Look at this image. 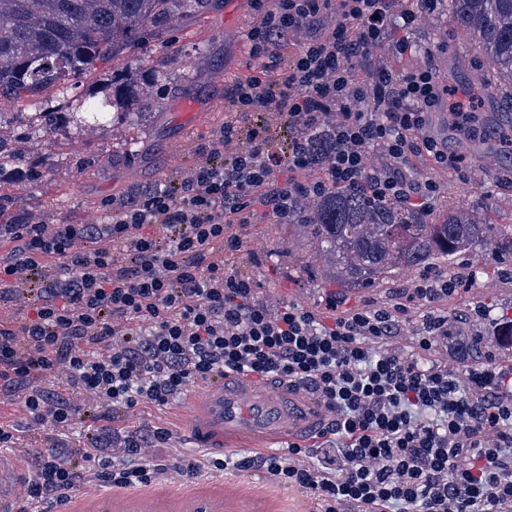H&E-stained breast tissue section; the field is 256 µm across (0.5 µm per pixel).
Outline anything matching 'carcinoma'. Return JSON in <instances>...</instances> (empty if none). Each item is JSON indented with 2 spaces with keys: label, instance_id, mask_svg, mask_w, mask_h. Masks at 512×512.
<instances>
[{
  "label": "carcinoma",
  "instance_id": "obj_1",
  "mask_svg": "<svg viewBox=\"0 0 512 512\" xmlns=\"http://www.w3.org/2000/svg\"><path fill=\"white\" fill-rule=\"evenodd\" d=\"M209 0H0V97L31 101L51 88L94 70L164 33L187 11H203ZM459 29L471 39L483 68L467 91L472 103L498 92L512 101V0H448ZM159 99L149 86H113L112 105L140 117ZM93 97L75 112H41L49 128L68 120L105 117ZM500 153L512 150V119L493 126L488 137ZM316 164L329 151L325 130L312 133ZM315 244L327 279L348 288L372 287L399 266L453 261L482 244L512 256V226L487 224L450 207L442 222L433 214L397 202L372 199L359 189H335L303 205L290 222Z\"/></svg>",
  "mask_w": 512,
  "mask_h": 512
}]
</instances>
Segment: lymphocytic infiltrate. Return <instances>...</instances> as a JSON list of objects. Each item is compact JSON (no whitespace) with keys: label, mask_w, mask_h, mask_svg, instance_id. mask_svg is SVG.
I'll return each mask as SVG.
<instances>
[{"label":"lymphocytic infiltrate","mask_w":512,"mask_h":512,"mask_svg":"<svg viewBox=\"0 0 512 512\" xmlns=\"http://www.w3.org/2000/svg\"><path fill=\"white\" fill-rule=\"evenodd\" d=\"M393 2L272 0L248 34L256 71L225 89L230 116L180 181L109 204L103 224H0V300L26 291L16 316L0 318V394L37 426L89 423L73 449H31L12 512H45L46 498L89 486L255 467L305 492L314 512H512V365L488 357L459 381L436 356L453 328L432 313L410 354L389 347L410 303L439 302L463 279L427 273L393 308L367 304L328 323L268 305L228 266L256 212L285 224L301 201L336 188L424 210L439 186L408 173L412 156L461 170L463 156L425 133L448 93L432 69L366 80L353 69L395 20L408 27L437 7L415 0L398 16ZM270 115L290 132L284 150L271 145ZM322 126L332 145L319 164L307 138ZM226 373L314 397L326 412L318 462L302 463L308 449L292 443L283 454L159 464L173 431L108 424L116 409L165 407Z\"/></svg>","instance_id":"1"}]
</instances>
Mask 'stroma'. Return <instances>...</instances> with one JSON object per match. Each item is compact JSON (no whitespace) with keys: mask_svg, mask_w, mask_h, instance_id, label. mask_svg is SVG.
<instances>
[{"mask_svg":"<svg viewBox=\"0 0 512 512\" xmlns=\"http://www.w3.org/2000/svg\"><path fill=\"white\" fill-rule=\"evenodd\" d=\"M264 11L258 0H212L208 10L182 15L169 33L146 40L135 52L117 55L70 81L65 90H48L30 102L0 98V133L11 150V174L0 177V206L6 213H25L46 224H84L91 213L102 212L106 200L119 201L139 189L183 177L198 163L199 147L211 142L224 123L229 110L225 89L254 70L248 33L261 25ZM402 40L411 49L400 54L395 44ZM373 56L398 73L431 67L441 82L459 91L466 90L478 66L468 40L456 33L452 14L442 10L417 18L407 29L390 30ZM159 73L166 77L157 89L160 105L140 118L113 112L100 122L62 123L48 133L32 120L33 113L57 109L64 101L92 94L105 97L115 76L146 82ZM465 165L473 172L467 181L454 171L434 168L427 157L412 159V171L440 187L431 205L434 218H445L453 204L487 223L512 225V173L471 154ZM229 267L252 276L268 304L295 303L321 313L332 295L343 299L348 309L367 303L392 305L399 292L413 287L422 275L421 270L402 267L374 288L338 287L325 279L316 250L299 241L295 229L259 214ZM507 267L490 244L453 263H438L437 271L470 277L468 288L431 308L421 302L411 306L391 348L409 353L424 314L432 310L461 324L462 336H481L484 355L512 364V346H501L495 335L501 315L512 316V275H507ZM462 336L449 337L441 352L449 371L458 375L464 372L456 354ZM0 417L22 430L21 447L41 448L57 439L70 444L84 432L80 424L63 436L33 426L6 401L0 402ZM110 425L120 431L166 427L180 439L176 456L201 453L181 401L143 412L115 410ZM313 507L305 493L272 484L258 468L208 473L190 482L169 477L124 492L91 487L66 504H46L48 512H312Z\"/></svg>","mask_w":512,"mask_h":512,"instance_id":"35a3bbf8","label":"stroma"}]
</instances>
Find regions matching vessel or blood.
<instances>
[{
  "instance_id": "obj_1",
  "label": "vessel or blood",
  "mask_w": 512,
  "mask_h": 512,
  "mask_svg": "<svg viewBox=\"0 0 512 512\" xmlns=\"http://www.w3.org/2000/svg\"><path fill=\"white\" fill-rule=\"evenodd\" d=\"M191 429L206 448L256 438L291 442L312 437L324 418L309 395L259 385L245 376H218L190 400Z\"/></svg>"
}]
</instances>
